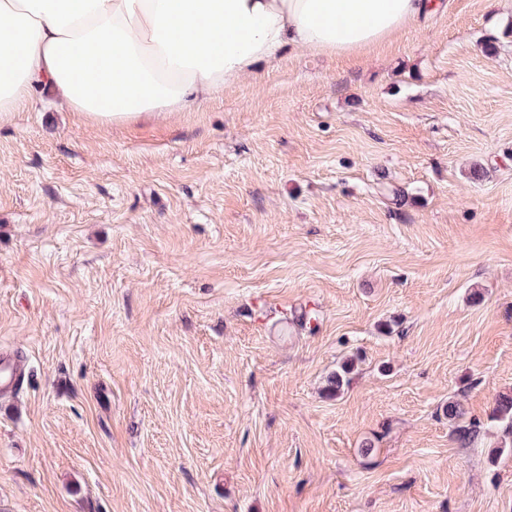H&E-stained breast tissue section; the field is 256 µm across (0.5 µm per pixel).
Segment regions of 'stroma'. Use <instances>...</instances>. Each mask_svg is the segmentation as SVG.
<instances>
[{"instance_id":"35a3bbf8","label":"stroma","mask_w":512,"mask_h":512,"mask_svg":"<svg viewBox=\"0 0 512 512\" xmlns=\"http://www.w3.org/2000/svg\"><path fill=\"white\" fill-rule=\"evenodd\" d=\"M440 2L158 118L0 121V512H512V0Z\"/></svg>"}]
</instances>
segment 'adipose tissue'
<instances>
[{
  "label": "adipose tissue",
  "mask_w": 512,
  "mask_h": 512,
  "mask_svg": "<svg viewBox=\"0 0 512 512\" xmlns=\"http://www.w3.org/2000/svg\"><path fill=\"white\" fill-rule=\"evenodd\" d=\"M435 0H0V118L39 90L101 124L179 112L290 48L356 54Z\"/></svg>",
  "instance_id": "1"
}]
</instances>
